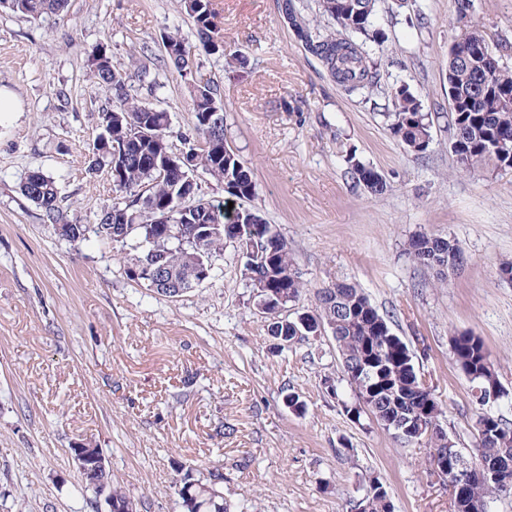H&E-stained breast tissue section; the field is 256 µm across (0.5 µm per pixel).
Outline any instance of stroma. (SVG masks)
I'll use <instances>...</instances> for the list:
<instances>
[{
    "mask_svg": "<svg viewBox=\"0 0 512 512\" xmlns=\"http://www.w3.org/2000/svg\"><path fill=\"white\" fill-rule=\"evenodd\" d=\"M213 2L239 60L201 57L199 75L222 83L252 204L307 286L290 315L314 310V289L358 284L408 345L463 448L474 442L475 398L450 338L479 336L505 390L494 411L512 422V282L498 275L512 259V170L459 169L444 118L450 46L476 30L512 48V0H471L464 11L459 0H378L382 41L370 51L380 67L364 98L341 92L304 50L279 0ZM174 29H194L180 0H69L38 19L0 10V89L20 106L0 115V512H97L71 455L97 447L140 512H180L184 468L201 480L220 469L231 512H351L376 477L396 512H450L422 449L342 410L353 394L332 336L275 347L236 244L213 257L203 286L168 299L129 277L131 247L62 239L21 195L39 168L73 223H97L120 198L108 170L90 167L112 101L89 71L98 48L117 65L143 56L159 88L150 95L135 80L131 92L169 112L171 147L183 150L194 126L188 85L160 63ZM402 84L436 116L422 154L379 115ZM352 155L379 171L385 194L348 179ZM423 232L460 245L464 260L447 276L409 255ZM328 376L339 398L326 393ZM291 392L305 412L288 408Z\"/></svg>",
    "mask_w": 512,
    "mask_h": 512,
    "instance_id": "obj_1",
    "label": "stroma"
}]
</instances>
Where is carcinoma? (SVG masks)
<instances>
[{"mask_svg":"<svg viewBox=\"0 0 512 512\" xmlns=\"http://www.w3.org/2000/svg\"><path fill=\"white\" fill-rule=\"evenodd\" d=\"M0 7L30 19L59 13L67 0H0ZM185 12L194 21V40L179 31L162 36L164 64L173 67L189 81L190 109L194 114V136L188 139L190 154L203 144L201 157L205 172L224 186L227 197L209 200L195 193L185 196L182 181L167 168L174 155L168 141L171 123L168 112L134 97L130 75L157 88L149 79V69L132 61L130 74L112 64L110 55L98 50L89 59L92 75L112 89V104L103 117V131L93 145L95 164L112 167V181L123 193L122 201L103 207L99 223L71 224L75 230L70 240L91 236L111 245L125 247L128 241L147 243L135 262L165 264L183 276L188 257L196 254L211 263L224 244L252 242L253 257L248 260L252 276L244 278L248 288H266L276 306L288 309L305 292L295 269L288 241L275 232L262 214L250 205L256 194L251 169L228 144L224 125L204 124L203 115H224L223 87L196 76L203 55L226 56L224 32L218 22L213 0H183ZM319 11L337 20L340 30L322 32L297 9L294 0H282L280 9L292 27L303 34L301 44L322 65L345 94L357 95L373 87L377 62L367 50V43L381 42L374 28L377 0H318ZM469 57L464 61L448 58V95L454 98V111L448 113L455 145L452 152L457 164L471 169L478 163L512 168V73L501 69L492 73L486 65L481 44L485 39L474 31ZM392 108L380 113L393 138L405 149L422 153L433 140L431 114L423 111L421 100L409 87L401 85L392 92ZM124 150V156L112 155V144ZM347 174L357 185L373 195H381L387 185L371 166L355 158L348 160ZM21 194L40 210L45 224H70L61 205L56 181L43 170L28 171L20 184ZM233 208H228V203ZM119 224L131 226L129 233H112ZM192 224H220V233L199 240L190 232ZM412 258L424 266L447 270L462 259L461 248L451 239L421 233L408 243ZM314 312H304L278 323V333L293 344L316 335L320 326L334 327V341L342 360L345 381L356 396L350 403L341 398L335 380L326 377L323 386L337 400L347 416L355 421L368 415L395 440V425L402 422L418 431L439 424L442 409L431 389L420 383L408 345L393 333L389 320L373 305L356 284L336 281L314 292ZM490 354L480 337L471 333L457 335L452 359L458 369L474 384L473 428L476 444L461 448L455 438L442 431L430 438L420 434L427 448V460L435 462L453 482L455 512H487V502L499 495L512 494L490 479V475L466 466L469 458L483 460L502 476L512 478V423L492 412L489 396L502 398L504 390ZM106 480L112 492V504L137 512L138 504L112 480V474H100L84 482V488L99 496V484ZM220 469L202 482L184 471L175 482L182 512H230L221 484ZM356 512H394V505L384 484L374 479L365 495L355 505Z\"/></svg>","mask_w":512,"mask_h":512,"instance_id":"carcinoma-1","label":"carcinoma"}]
</instances>
